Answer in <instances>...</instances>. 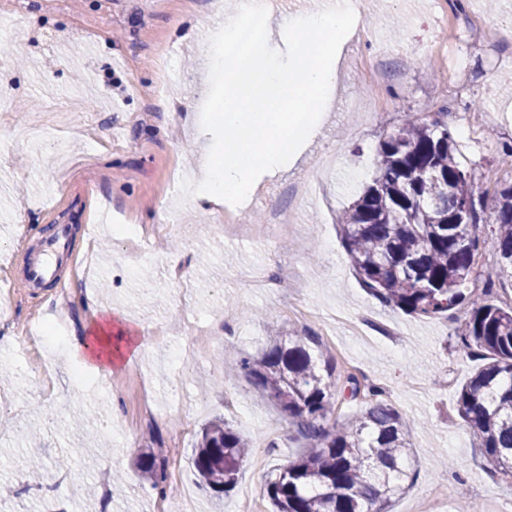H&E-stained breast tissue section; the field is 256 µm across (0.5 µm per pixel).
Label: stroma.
Listing matches in <instances>:
<instances>
[{
    "mask_svg": "<svg viewBox=\"0 0 512 512\" xmlns=\"http://www.w3.org/2000/svg\"><path fill=\"white\" fill-rule=\"evenodd\" d=\"M361 39L344 44L341 89L305 151L234 207L240 221L290 211L279 243L224 236V209L183 192L199 180L212 137L201 128L209 88V38L233 0H0V87L15 95L0 112V512H83L81 493L108 495L111 512H158L180 480L177 512H239L246 495L271 512L265 484L305 441L296 420L256 397L244 376L226 373V356L258 355L270 337L308 334L335 358L340 374L366 377L410 430L414 482L392 512L423 499L454 512L463 499L502 512L512 490L484 468L469 429L455 412L457 392L477 363L456 347L467 318L460 306L414 317L387 306L359 282L337 219L370 181L379 140L407 113L447 108L460 159L478 185L493 190L503 143L512 142V0H359ZM500 32L490 49L475 47L453 19ZM121 80L122 92L112 89ZM117 224L167 225L131 256ZM69 230L56 256L59 282L27 287L23 274L56 226ZM178 253L183 281L169 274ZM493 251L476 259L468 290L492 285L512 305V281L496 276ZM291 270L285 291L267 280ZM232 312H225V304ZM207 320L209 356L189 361L171 385V357L186 344L180 314ZM136 327L143 347L113 368L117 395L107 429L70 421L98 412L99 371L69 349L27 343L16 329L40 319L67 325L68 337L99 329L104 315ZM398 330L361 339L344 317ZM167 335H153L155 326ZM148 380L151 423L129 375ZM224 418L253 443L236 486L215 497L195 479L192 450L202 426ZM165 461L153 489L138 461ZM67 457L70 478L54 484Z\"/></svg>",
    "mask_w": 512,
    "mask_h": 512,
    "instance_id": "35a3bbf8",
    "label": "stroma"
}]
</instances>
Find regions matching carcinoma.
<instances>
[{
  "mask_svg": "<svg viewBox=\"0 0 512 512\" xmlns=\"http://www.w3.org/2000/svg\"><path fill=\"white\" fill-rule=\"evenodd\" d=\"M367 184L339 218L341 239L362 285L408 315L435 316L468 308L457 348L483 361L457 394L456 413L476 440L490 473L512 483V306L462 287L485 247L497 257V276L512 280V144L503 150L509 169L494 191L476 192L475 169L457 157L456 142L440 115L410 116L385 135ZM498 225L488 241L481 215ZM313 336L276 338L259 356L245 355L229 373L244 375L254 393L299 422L312 441L275 469L266 482L273 512H391L409 487L407 421L380 399L383 390L348 378L351 399L366 389L367 407L329 424L340 395L336 363L314 352ZM250 440L224 420L204 426L194 446L199 483L216 494L231 490ZM145 479L160 487L162 467L140 460Z\"/></svg>",
  "mask_w": 512,
  "mask_h": 512,
  "instance_id": "cac0c4a2",
  "label": "carcinoma"
}]
</instances>
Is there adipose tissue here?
Segmentation results:
<instances>
[{
  "label": "adipose tissue",
  "instance_id": "ef3b65f1",
  "mask_svg": "<svg viewBox=\"0 0 512 512\" xmlns=\"http://www.w3.org/2000/svg\"><path fill=\"white\" fill-rule=\"evenodd\" d=\"M132 326L124 321L105 322L93 334L75 339L71 350L95 369L111 370L124 356L137 353L138 344L131 339Z\"/></svg>",
  "mask_w": 512,
  "mask_h": 512
}]
</instances>
